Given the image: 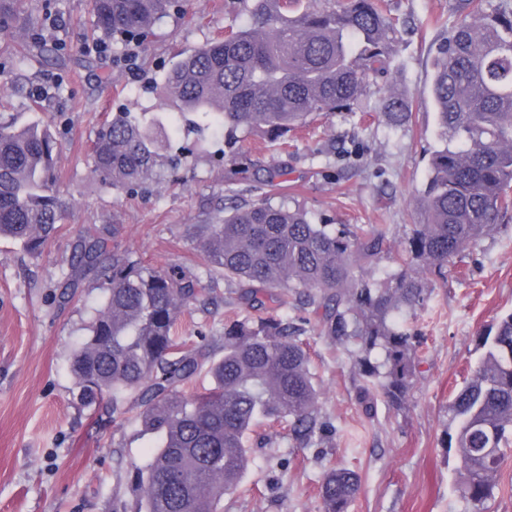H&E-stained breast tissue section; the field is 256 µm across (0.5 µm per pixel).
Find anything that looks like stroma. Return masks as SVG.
<instances>
[{"label":"stroma","instance_id":"35a3bbf8","mask_svg":"<svg viewBox=\"0 0 512 512\" xmlns=\"http://www.w3.org/2000/svg\"><path fill=\"white\" fill-rule=\"evenodd\" d=\"M459 0H387L391 14L412 27L395 53L393 87L411 104V118L393 127L374 116L377 95L363 112L318 117L278 146L249 134L238 146L234 180H227L224 137L205 130L200 149L159 184L134 191L102 186L92 172V141L108 113L172 108L164 78L181 53L204 45L245 13L224 0H187L183 12L160 19L144 42L125 43L94 32L89 0H25L16 30L0 37V113L20 123L50 125L57 148V187L68 203L63 229L40 256L0 238V512H112L128 497L127 473L144 465L147 442L137 435L139 408L111 419L109 401L76 399L70 368L83 326L105 299L103 286L84 283L69 302L58 285L68 272L83 227H113L112 243L143 265L197 274L193 224H212L225 206L259 202L257 166L283 172L273 202L288 199L317 224H388L401 248L421 223L416 196L437 146L434 106L427 93L436 47L457 19ZM40 39L62 49L28 55ZM23 65H14L17 56ZM218 284L206 308L185 315L180 334L203 353H220L228 315H251L245 304L227 307ZM512 312V218L448 269L424 309L409 317L423 336L422 362L401 410L374 397L364 408V378L351 355L308 330L321 407L340 433L324 458L293 447L284 423L260 424L275 434L272 449L256 448L224 512H321L319 486L326 470L348 468L360 478L349 512H464L456 493L460 462L442 447L451 428L448 406L483 354L480 338ZM288 456L274 480L269 452Z\"/></svg>","mask_w":512,"mask_h":512}]
</instances>
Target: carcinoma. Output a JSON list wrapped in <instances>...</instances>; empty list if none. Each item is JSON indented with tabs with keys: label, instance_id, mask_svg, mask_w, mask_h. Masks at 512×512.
Listing matches in <instances>:
<instances>
[{
	"label": "carcinoma",
	"instance_id": "cac0c4a2",
	"mask_svg": "<svg viewBox=\"0 0 512 512\" xmlns=\"http://www.w3.org/2000/svg\"><path fill=\"white\" fill-rule=\"evenodd\" d=\"M245 25L185 55L167 73L165 90L179 108L170 121L149 112H116L93 140V172L105 186L132 189L166 179L163 153L179 118L200 113L224 131L273 143L321 112H350L376 88L379 112L394 127L411 113L390 84L398 43L396 20L381 0H238ZM94 29L139 39L181 0H91ZM22 0H0V32L14 29ZM462 13L439 45L429 88L439 146L418 191L423 223L397 251L384 287L356 269L381 258L387 224H316L308 213L270 200L224 208L218 224L193 228L205 276L167 273L108 251L107 226L79 234L67 288L94 279L106 298L85 325L71 356L77 398L91 406L112 399V418L143 407L140 436L157 439L150 460L129 473L133 504L112 512H223L224 496L249 464L245 436L262 420L288 421L297 448L324 456L338 428L322 413L311 358L301 336L317 316V334L359 353L374 394L400 407L414 385L421 335L398 322L431 297L433 279L490 235L512 211V3L462 0ZM57 141L38 122L0 117V237L39 254L64 223L67 205L55 187ZM235 284L253 307L281 313L224 323V353L205 360L178 340L181 316L206 305L219 280ZM455 393L456 427L444 443L457 449L456 491L464 512H484L494 497L505 449L512 442V313ZM202 393L182 387L201 371ZM360 487L347 469H329L320 485L323 512H348Z\"/></svg>",
	"mask_w": 512,
	"mask_h": 512
}]
</instances>
